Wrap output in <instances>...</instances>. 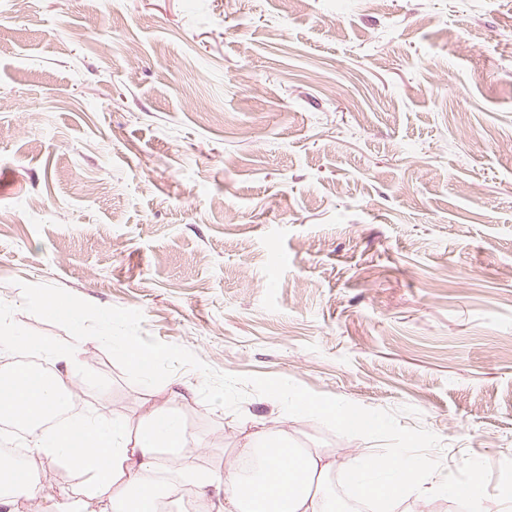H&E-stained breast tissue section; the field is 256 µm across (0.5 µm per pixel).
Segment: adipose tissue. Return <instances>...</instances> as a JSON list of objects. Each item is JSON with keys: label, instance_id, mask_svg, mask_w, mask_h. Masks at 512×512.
I'll list each match as a JSON object with an SVG mask.
<instances>
[{"label": "adipose tissue", "instance_id": "obj_1", "mask_svg": "<svg viewBox=\"0 0 512 512\" xmlns=\"http://www.w3.org/2000/svg\"><path fill=\"white\" fill-rule=\"evenodd\" d=\"M0 418L21 422L35 452L62 460L80 471L77 494L56 503L55 512H79L84 497L108 496L112 512H134L138 503L154 500L155 461L159 453L179 456L185 430L169 407L151 409L136 434L124 424L85 417L70 395L66 373L51 382L24 378L18 392L0 393ZM262 454L264 475L243 488L233 461H227L219 482L224 487V512H336L327 482L336 464L331 456L290 447L287 438L269 430L253 432L237 458ZM38 487L9 454H0V512L15 501L33 496Z\"/></svg>", "mask_w": 512, "mask_h": 512}]
</instances>
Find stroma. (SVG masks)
Instances as JSON below:
<instances>
[{
    "instance_id": "35a3bbf8",
    "label": "stroma",
    "mask_w": 512,
    "mask_h": 512,
    "mask_svg": "<svg viewBox=\"0 0 512 512\" xmlns=\"http://www.w3.org/2000/svg\"><path fill=\"white\" fill-rule=\"evenodd\" d=\"M512 0H0V301L21 283L140 310L216 371L399 411L492 469L512 464ZM72 388L137 431L170 405L182 484L223 474L255 423L337 463L382 451L202 375L132 382L94 338ZM416 415L402 413V406ZM17 512L82 474L28 453Z\"/></svg>"
}]
</instances>
